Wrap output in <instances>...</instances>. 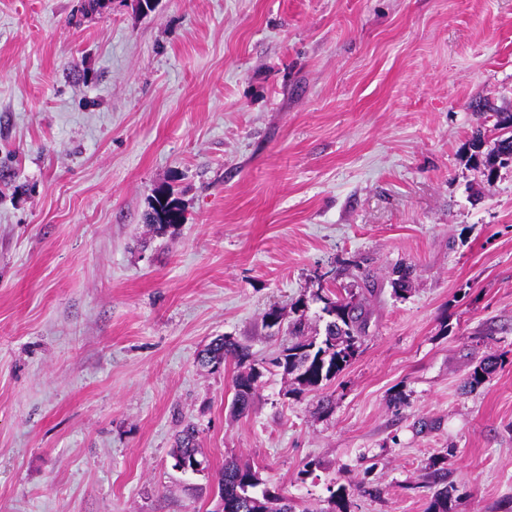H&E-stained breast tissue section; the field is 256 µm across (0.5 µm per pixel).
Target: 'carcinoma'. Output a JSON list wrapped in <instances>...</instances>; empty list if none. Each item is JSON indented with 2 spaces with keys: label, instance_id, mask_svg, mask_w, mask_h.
I'll use <instances>...</instances> for the list:
<instances>
[{
  "label": "carcinoma",
  "instance_id": "1",
  "mask_svg": "<svg viewBox=\"0 0 512 512\" xmlns=\"http://www.w3.org/2000/svg\"><path fill=\"white\" fill-rule=\"evenodd\" d=\"M473 110L480 116L488 111L494 112V127L498 135L493 147L485 153L481 151L485 145L484 134L482 130H476L470 143L473 150L470 159L483 163L490 172L496 163L507 165L505 157L512 156V112L498 110L480 101L473 106ZM150 208V221L159 233L182 221L180 202L169 193H156L151 199ZM316 299L322 303L321 312L327 316L325 338L319 343L308 339L304 333L303 318L299 317L288 325V343L281 346L278 356L272 360L273 366L291 377L296 385L295 391L299 393L318 391L345 370L359 354L366 328L364 304L355 295L343 297L322 285L318 288ZM228 358L241 368L234 382V406L238 413L245 414L250 410L252 398L263 376L250 349L229 336H218L199 353L197 361L202 366H215ZM495 367L494 358L483 359L472 369L464 387L475 389ZM198 435L199 430L195 425H185L176 436L173 459L198 458ZM430 469L431 484L437 486V490L427 512H448L454 486L448 483L445 459L432 461ZM218 485L224 486V508L227 512H295L296 509L295 504L268 488L256 494L260 479L258 472L249 465L224 464Z\"/></svg>",
  "mask_w": 512,
  "mask_h": 512
}]
</instances>
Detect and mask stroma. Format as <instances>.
Wrapping results in <instances>:
<instances>
[{
    "mask_svg": "<svg viewBox=\"0 0 512 512\" xmlns=\"http://www.w3.org/2000/svg\"><path fill=\"white\" fill-rule=\"evenodd\" d=\"M478 100L512 109V0H0V512H213L230 460L313 512H426L442 456L450 512H512V166L470 160ZM328 272L365 339L298 393L262 317L306 298L321 340ZM217 336L269 364L246 416ZM150 208V221L156 232L165 233L168 228L182 221L183 210L180 202L170 193H156L151 199ZM198 435L199 430L193 424H187L180 430L175 439V445L173 449V459L175 461L174 468L178 467L177 460L187 459L192 460L196 459L202 463V461L198 458L200 454L199 444H198Z\"/></svg>",
    "mask_w": 512,
    "mask_h": 512,
    "instance_id": "35a3bbf8",
    "label": "stroma"
}]
</instances>
